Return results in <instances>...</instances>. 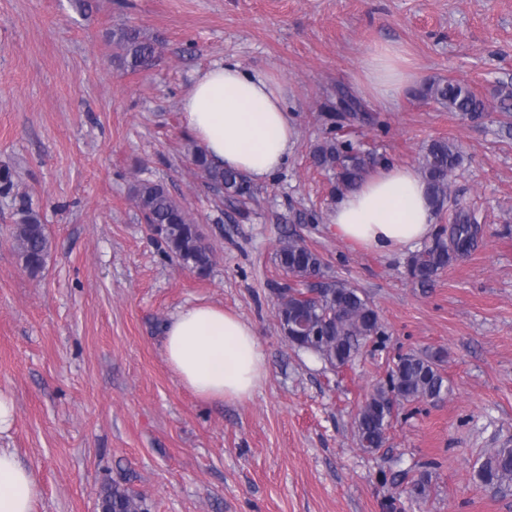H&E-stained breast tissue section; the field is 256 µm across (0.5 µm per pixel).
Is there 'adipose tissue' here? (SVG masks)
Here are the masks:
<instances>
[{
    "mask_svg": "<svg viewBox=\"0 0 512 512\" xmlns=\"http://www.w3.org/2000/svg\"><path fill=\"white\" fill-rule=\"evenodd\" d=\"M394 49L368 52L362 67L376 99L394 100L414 82ZM187 131L208 157L267 183L288 162L295 127L288 91L270 69H248L236 60L213 62L199 71L182 99ZM433 214L421 173L411 166L379 169L339 195L330 231L354 251L387 252L414 247L433 232ZM167 361L180 383L206 401L250 397L267 374L255 326L212 305L181 307L165 332ZM41 488L29 466L0 448V512H38Z\"/></svg>",
    "mask_w": 512,
    "mask_h": 512,
    "instance_id": "obj_1",
    "label": "adipose tissue"
}]
</instances>
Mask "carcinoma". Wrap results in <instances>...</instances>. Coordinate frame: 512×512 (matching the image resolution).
I'll list each match as a JSON object with an SVG mask.
<instances>
[{
    "label": "carcinoma",
    "mask_w": 512,
    "mask_h": 512,
    "mask_svg": "<svg viewBox=\"0 0 512 512\" xmlns=\"http://www.w3.org/2000/svg\"><path fill=\"white\" fill-rule=\"evenodd\" d=\"M111 39L115 57L132 72L147 71L159 60L157 41L136 27L114 30ZM420 97L464 116L477 117L489 109V104L469 86L450 79L427 83ZM188 155L204 181L224 193L230 205H243L256 194V187L244 175L214 166L198 144H189ZM312 159L317 167L333 173V191L339 193L357 185L381 164L377 154L363 151L339 136L334 125L314 146ZM460 161L459 148L446 139L432 141L422 156L421 173L432 209L438 215L448 197L449 177ZM132 200L171 257L201 277L209 274L215 264L213 247L183 205L162 184L151 180L136 182ZM479 232L473 215L457 212L452 224L441 228L431 244L408 259V278L421 285L433 282L454 260L477 245ZM13 238L24 269L32 276L39 274L49 255V235L39 215L24 202L17 209ZM276 259L286 276L285 281L272 286L280 327H292L296 319H304L319 336L311 353L324 361L347 366L368 346H378L384 336L378 311L363 292L336 279L318 253L288 239L281 242ZM443 361L444 352L440 350L410 352L395 359L385 382L376 387L356 415L355 434L363 451L372 453L383 447L392 420L390 407L418 405L441 399L450 392L448 379L440 369ZM474 477L493 491L511 490L512 446L489 449L475 468ZM393 481L403 486L402 493L415 502L430 495L431 475L425 469L400 470ZM99 501L104 512H144L138 496L117 485L104 490Z\"/></svg>",
    "instance_id": "cac0c4a2"
}]
</instances>
